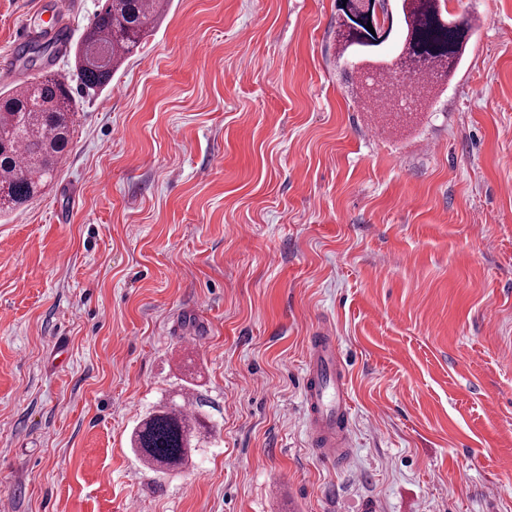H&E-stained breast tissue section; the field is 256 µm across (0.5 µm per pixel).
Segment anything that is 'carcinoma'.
Instances as JSON below:
<instances>
[{"label":"carcinoma","instance_id":"obj_1","mask_svg":"<svg viewBox=\"0 0 512 512\" xmlns=\"http://www.w3.org/2000/svg\"><path fill=\"white\" fill-rule=\"evenodd\" d=\"M164 2H106L81 41L79 79L86 90L94 92L110 83L154 27ZM379 9L386 10L385 0H336V57L361 77L366 74V61L390 63L377 73L380 91L375 102L404 83L420 100L421 90L432 92L454 76L477 30L474 14L450 21L445 0H402L403 40L399 52L389 57L386 47L393 27L381 26ZM369 23L373 34L366 28ZM91 49L107 50L106 64L90 58ZM74 114L69 84L52 73L0 95V213L30 201L52 178L69 143ZM211 431L212 425L198 409L186 413L172 400L149 411L133 429L130 442L150 469L167 474L186 465Z\"/></svg>","mask_w":512,"mask_h":512}]
</instances>
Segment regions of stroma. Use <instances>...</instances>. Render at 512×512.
Returning a JSON list of instances; mask_svg holds the SVG:
<instances>
[{
	"instance_id": "35a3bbf8",
	"label": "stroma",
	"mask_w": 512,
	"mask_h": 512,
	"mask_svg": "<svg viewBox=\"0 0 512 512\" xmlns=\"http://www.w3.org/2000/svg\"><path fill=\"white\" fill-rule=\"evenodd\" d=\"M104 0H0V91L76 112L0 215V498L10 512H512V0L445 92L386 123L349 94L336 0H170L86 94L13 42ZM335 336L353 448L313 450L307 340ZM215 429L180 472L130 445L182 386Z\"/></svg>"
}]
</instances>
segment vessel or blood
I'll use <instances>...</instances> for the list:
<instances>
[{
	"mask_svg": "<svg viewBox=\"0 0 512 512\" xmlns=\"http://www.w3.org/2000/svg\"><path fill=\"white\" fill-rule=\"evenodd\" d=\"M302 405L312 443L336 462L351 453L349 379L334 336L317 332L310 339Z\"/></svg>",
	"mask_w": 512,
	"mask_h": 512,
	"instance_id": "1",
	"label": "vessel or blood"
}]
</instances>
